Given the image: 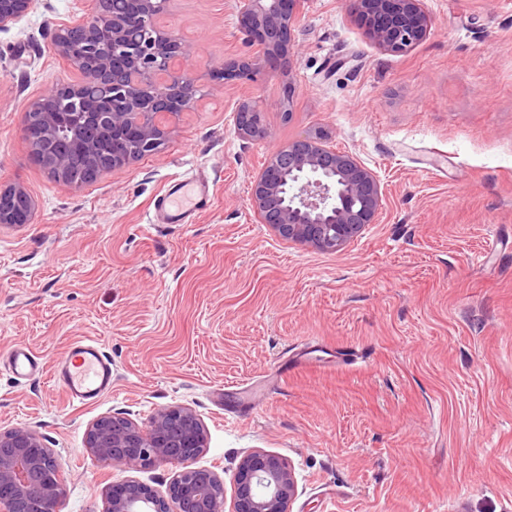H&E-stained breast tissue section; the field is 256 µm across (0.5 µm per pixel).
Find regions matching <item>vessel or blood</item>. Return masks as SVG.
<instances>
[{
    "mask_svg": "<svg viewBox=\"0 0 512 512\" xmlns=\"http://www.w3.org/2000/svg\"><path fill=\"white\" fill-rule=\"evenodd\" d=\"M209 202V186L200 178L182 180L177 192L161 196L155 205L154 218L162 224H188L199 210ZM8 369L14 378L24 379L35 375L39 361L24 345L10 349ZM53 380L80 404L100 399L112 389V362L93 341H80L72 345L53 369Z\"/></svg>",
    "mask_w": 512,
    "mask_h": 512,
    "instance_id": "obj_1",
    "label": "vessel or blood"
}]
</instances>
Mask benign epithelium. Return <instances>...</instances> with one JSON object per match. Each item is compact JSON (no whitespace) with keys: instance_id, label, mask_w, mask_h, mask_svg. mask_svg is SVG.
<instances>
[{"instance_id":"obj_1","label":"benign epithelium","mask_w":512,"mask_h":512,"mask_svg":"<svg viewBox=\"0 0 512 512\" xmlns=\"http://www.w3.org/2000/svg\"><path fill=\"white\" fill-rule=\"evenodd\" d=\"M33 0H0V29L26 14ZM139 24L144 40L133 39L129 17L93 7L77 24L98 39L87 53L102 58L90 67L76 64L66 41L70 27L57 29L51 43L69 62L78 80L57 88L51 97L67 98L84 134L100 142L110 135L125 138V157L112 169L129 167L161 150L169 134L164 115L193 108L202 84L178 70L186 45L166 29L160 17L169 0H140ZM301 0H240L241 22L262 56L275 62L291 53L294 14ZM358 17L369 37L382 49L404 53L429 33L421 0H355ZM124 53L123 71L108 83L100 99L86 94L89 86L107 83L109 54ZM253 59L224 64V82L252 75ZM237 134L247 141L268 136L260 107L251 98L239 101ZM383 192L375 174L355 157L338 152L320 137L305 136L282 145L264 164L251 188V207L262 224L282 239L324 252H338L366 226L377 222ZM87 447L102 463L129 476L106 493L104 512H292L295 479L277 455L263 450L246 453L229 479L216 470L194 465L207 448L198 415L184 406L159 409L140 425L123 413L96 419ZM154 464L169 465L167 493L130 476ZM66 475L41 437L25 428L0 431V512H60Z\"/></svg>"}]
</instances>
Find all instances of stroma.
<instances>
[{
  "instance_id": "stroma-1",
  "label": "stroma",
  "mask_w": 512,
  "mask_h": 512,
  "mask_svg": "<svg viewBox=\"0 0 512 512\" xmlns=\"http://www.w3.org/2000/svg\"><path fill=\"white\" fill-rule=\"evenodd\" d=\"M422 6L427 39L393 54L352 0H302L273 65L237 0H170L204 91L160 152L80 187L30 163L22 120L74 79L50 40L92 0H33L0 30V184L36 201L30 223L0 224V429L35 430L69 471L61 512H104L124 477L86 446L98 417L174 405L205 426L198 465L283 457L293 512H512V0ZM244 57L254 77L212 80ZM246 96L263 140L237 134ZM314 133L383 188L377 223L337 253L281 240L250 204L268 157ZM195 169L208 207L150 223ZM84 339L112 361L94 404L3 366L13 345L49 366Z\"/></svg>"
}]
</instances>
